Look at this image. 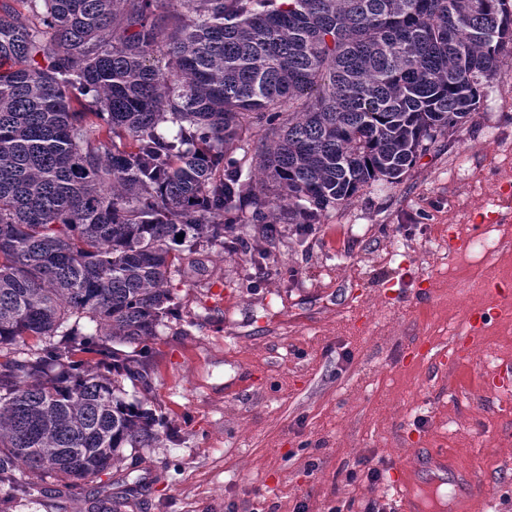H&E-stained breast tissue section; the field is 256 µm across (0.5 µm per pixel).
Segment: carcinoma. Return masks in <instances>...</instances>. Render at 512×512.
Segmentation results:
<instances>
[{
	"instance_id": "1",
	"label": "carcinoma",
	"mask_w": 512,
	"mask_h": 512,
	"mask_svg": "<svg viewBox=\"0 0 512 512\" xmlns=\"http://www.w3.org/2000/svg\"><path fill=\"white\" fill-rule=\"evenodd\" d=\"M510 45L512 0H0V512L160 439L145 347L199 247L402 181Z\"/></svg>"
}]
</instances>
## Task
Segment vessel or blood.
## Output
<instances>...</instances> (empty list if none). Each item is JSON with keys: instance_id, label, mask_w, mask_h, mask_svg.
Masks as SVG:
<instances>
[{"instance_id": "b4317fda", "label": "vessel or blood", "mask_w": 512, "mask_h": 512, "mask_svg": "<svg viewBox=\"0 0 512 512\" xmlns=\"http://www.w3.org/2000/svg\"><path fill=\"white\" fill-rule=\"evenodd\" d=\"M451 481L455 482L458 493L446 503L447 512H471L472 476L445 452L435 448L412 449L409 455L389 467L386 474V483L400 503V512H429V494Z\"/></svg>"}]
</instances>
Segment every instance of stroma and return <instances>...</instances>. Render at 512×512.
<instances>
[{"label": "stroma", "instance_id": "stroma-1", "mask_svg": "<svg viewBox=\"0 0 512 512\" xmlns=\"http://www.w3.org/2000/svg\"><path fill=\"white\" fill-rule=\"evenodd\" d=\"M493 211L512 214V55L402 182L364 187L312 233L280 225L266 283L250 255L214 252L203 275L174 281V316L147 355L174 436L86 488L45 484L14 512H92L93 493L134 484L127 512H398L385 474L413 447L474 464L488 512H512V390L483 391L512 363V303L474 285L490 266L512 283V221ZM452 229L471 241L457 255ZM488 308L455 353L468 314ZM421 341L454 365L406 363Z\"/></svg>", "mask_w": 512, "mask_h": 512}]
</instances>
